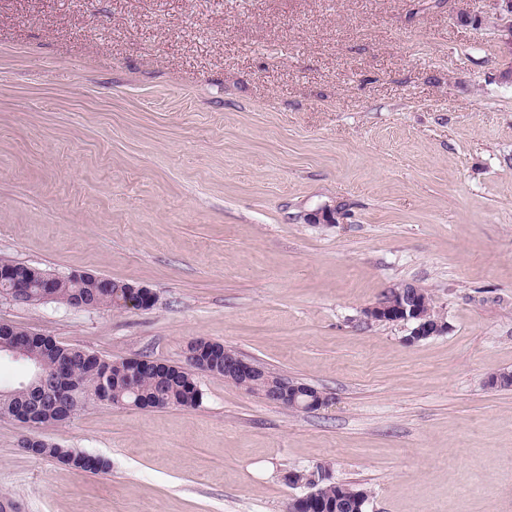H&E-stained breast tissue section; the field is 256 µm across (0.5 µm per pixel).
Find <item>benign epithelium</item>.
<instances>
[{
  "label": "benign epithelium",
  "mask_w": 512,
  "mask_h": 512,
  "mask_svg": "<svg viewBox=\"0 0 512 512\" xmlns=\"http://www.w3.org/2000/svg\"><path fill=\"white\" fill-rule=\"evenodd\" d=\"M500 2L502 13L499 15L498 27L512 43V0ZM155 303L156 296L152 291L129 285L125 307L147 308ZM363 314L367 320L373 322H403L410 325V334L406 338L409 343L439 336L447 330V324L442 317H433L424 310L419 287L411 284L388 289L382 298L366 307ZM224 376L236 379L244 385L262 386L260 398L286 408L316 410L329 401L328 396L322 392L314 397L308 395L303 383L284 376L271 379L270 371L263 365L246 360L227 349L224 350ZM25 388L24 401L12 407V412L23 421L29 420V415L52 406L72 415L78 414L83 407V401L75 399L73 393L58 392L53 370L40 359L29 366V378Z\"/></svg>",
  "instance_id": "1"
}]
</instances>
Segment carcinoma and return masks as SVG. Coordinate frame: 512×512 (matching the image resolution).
Listing matches in <instances>:
<instances>
[{"label": "carcinoma", "mask_w": 512, "mask_h": 512, "mask_svg": "<svg viewBox=\"0 0 512 512\" xmlns=\"http://www.w3.org/2000/svg\"><path fill=\"white\" fill-rule=\"evenodd\" d=\"M16 271L30 274V291L35 301L53 300L68 304L73 299H88L98 307L120 309L125 296L121 282L108 278L73 280L51 276L41 269L18 264ZM0 344H18L40 357L48 365L63 368V386L83 397L99 398L112 406L134 405L142 409L195 407L200 396L194 371H207L197 361L182 367L176 364H152L140 358L108 359L88 349L57 343L43 333L12 325L0 334ZM24 452L34 458H49L69 469L92 473L105 471L109 463L99 457L63 448L40 440ZM322 512H359V501L368 498L364 487L342 482L314 486Z\"/></svg>", "instance_id": "obj_1"}]
</instances>
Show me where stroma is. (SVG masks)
Returning <instances> with one entry per match:
<instances>
[{
	"label": "stroma",
	"mask_w": 512,
	"mask_h": 512,
	"mask_svg": "<svg viewBox=\"0 0 512 512\" xmlns=\"http://www.w3.org/2000/svg\"><path fill=\"white\" fill-rule=\"evenodd\" d=\"M499 0H0V262L149 288L148 309L0 298L109 359L232 347L325 392L294 413L196 372L193 408L0 416L19 512H512V47ZM479 17V25L461 16ZM336 212L332 224L313 213ZM427 289L447 331L370 322ZM33 436L105 459L66 469ZM368 321L410 324L406 341L418 342L440 336L448 326L442 317H433L424 310L419 287L404 284L388 289L377 302L363 311ZM303 480L311 486L317 483L314 479L301 473L288 474V482L291 484H298L303 482ZM313 491L317 493L316 499L322 504L321 512H359V500L368 498V492L364 487L350 483H317ZM313 491L311 490L303 497L312 505H314L312 501L314 499ZM367 502L368 499L363 501L362 505H365Z\"/></svg>",
	"instance_id": "35a3bbf8"
}]
</instances>
